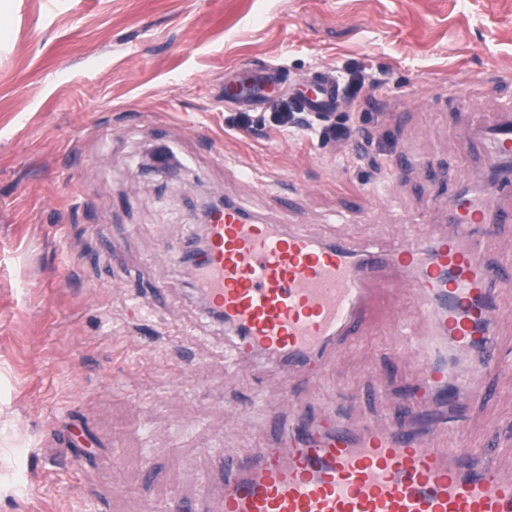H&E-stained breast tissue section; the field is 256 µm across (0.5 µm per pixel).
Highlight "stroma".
Wrapping results in <instances>:
<instances>
[{"mask_svg": "<svg viewBox=\"0 0 512 512\" xmlns=\"http://www.w3.org/2000/svg\"><path fill=\"white\" fill-rule=\"evenodd\" d=\"M274 67L276 98L225 103L226 72ZM322 74L374 85L358 120L336 103L347 144L271 118ZM496 102L512 105V0H0V512H173L220 451L265 447L281 380L232 362L170 259L203 197L358 250L421 241L475 189L485 161L460 141ZM158 145L176 175L146 170ZM400 149L415 164L391 168ZM497 304L500 363L437 444L496 435L512 471V286ZM396 308L428 338L410 294L383 297L310 405L401 416L370 396L425 384Z\"/></svg>", "mask_w": 512, "mask_h": 512, "instance_id": "obj_1", "label": "stroma"}]
</instances>
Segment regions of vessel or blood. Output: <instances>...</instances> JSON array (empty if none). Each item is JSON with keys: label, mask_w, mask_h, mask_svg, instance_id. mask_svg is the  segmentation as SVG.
<instances>
[{"label": "vessel or blood", "mask_w": 512, "mask_h": 512, "mask_svg": "<svg viewBox=\"0 0 512 512\" xmlns=\"http://www.w3.org/2000/svg\"><path fill=\"white\" fill-rule=\"evenodd\" d=\"M335 87L315 88L312 112L332 110ZM487 145L493 161L512 162V113L498 112L463 138ZM484 197L448 202L450 224L431 248L403 237L388 251L354 252L347 237L318 240L282 224H267L225 202L206 226L207 245L189 267L206 310L241 336L236 355L316 386L317 373L335 362L343 340L370 319L380 293L406 288L428 316L429 341L418 348L426 384L450 388L462 405L481 382L480 368L454 375L448 354L478 350L498 362L501 316L491 281L512 282V265L491 264L471 228L512 223L497 198L512 194V174L490 178ZM460 418L426 406L417 393L402 422H355L327 409L310 415H269L273 440L245 454H223L215 465L222 493L206 508L179 501L175 512H512V475L497 448L437 447L435 435Z\"/></svg>", "instance_id": "b4317fda"}]
</instances>
